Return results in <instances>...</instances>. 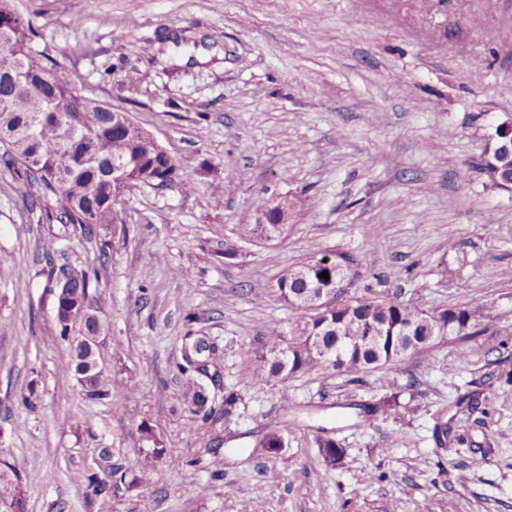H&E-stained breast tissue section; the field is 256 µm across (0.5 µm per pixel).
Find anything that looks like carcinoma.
Returning a JSON list of instances; mask_svg holds the SVG:
<instances>
[{
    "instance_id": "carcinoma-1",
    "label": "carcinoma",
    "mask_w": 512,
    "mask_h": 512,
    "mask_svg": "<svg viewBox=\"0 0 512 512\" xmlns=\"http://www.w3.org/2000/svg\"><path fill=\"white\" fill-rule=\"evenodd\" d=\"M31 26L14 14L9 27L0 30L13 54L14 73L0 72V144L13 155L5 163L19 161L23 177L37 182L55 196L57 219L63 224H115L118 214L112 202L124 192L150 183L184 190L196 183L194 175L166 154L156 141L136 125L127 128L115 120L112 107L99 101L71 100V82L63 79L52 87L38 84L47 69H63L56 59L35 52L30 46ZM498 144L484 151V171L491 181L507 187L512 179L508 153H494ZM123 168L124 178L112 179L114 165ZM295 204L288 200L267 207L250 233L271 242L283 237L288 225L279 224ZM328 272L329 279L320 277ZM350 259L336 254L327 259L304 262L278 278L276 293L296 311V334L285 338L273 330L265 338L261 353L252 363L251 383L267 385L296 373L315 371L323 377L342 374L359 379L369 369L400 359L399 350L428 348L454 337L466 340L478 333L482 322L465 307L427 312L394 299L360 297L326 317L315 318L300 303L306 293L318 288H335L346 295ZM74 290L89 299L88 289L97 273L82 267L63 269ZM190 357L178 365L187 386L189 406L196 413L205 404L202 384L196 373L206 370L199 348L189 347ZM88 400L109 399L113 408L122 404L119 391L100 371L89 380L84 393ZM285 446L280 430L266 433L257 444L277 454ZM325 464L341 461L344 449L330 436L319 438Z\"/></svg>"
}]
</instances>
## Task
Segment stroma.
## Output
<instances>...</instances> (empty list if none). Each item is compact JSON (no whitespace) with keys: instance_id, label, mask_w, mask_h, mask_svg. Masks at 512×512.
Returning a JSON list of instances; mask_svg holds the SVG:
<instances>
[{"instance_id":"obj_1","label":"stroma","mask_w":512,"mask_h":512,"mask_svg":"<svg viewBox=\"0 0 512 512\" xmlns=\"http://www.w3.org/2000/svg\"><path fill=\"white\" fill-rule=\"evenodd\" d=\"M10 3L82 96L208 175L189 192L131 189L117 223L87 234L40 217V187L0 164V474L17 489L0 512H512V189L482 168L512 124V0ZM283 198L287 234L250 236ZM331 253L351 260V297L466 306L489 327L357 382L253 386L263 338L295 328L276 279ZM63 264L98 272L89 299L122 410L64 369ZM190 333L220 358L207 419L177 370ZM230 391L242 402L227 419ZM389 391L409 411L364 417ZM277 426L287 447L256 452ZM324 434L345 450L333 469ZM90 475L106 493L87 495Z\"/></svg>"}]
</instances>
